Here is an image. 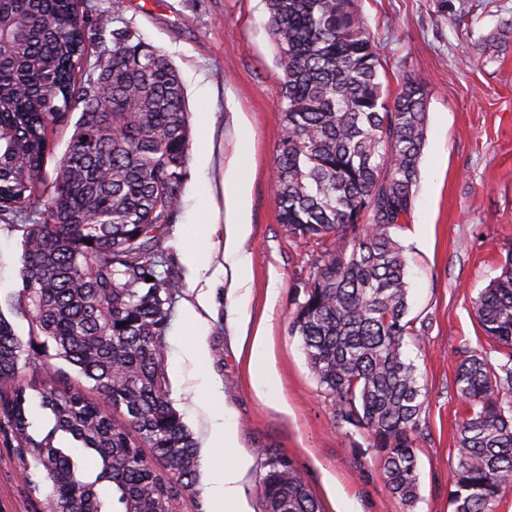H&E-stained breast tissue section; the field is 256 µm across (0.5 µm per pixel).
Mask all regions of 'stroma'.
<instances>
[{
    "label": "stroma",
    "mask_w": 512,
    "mask_h": 512,
    "mask_svg": "<svg viewBox=\"0 0 512 512\" xmlns=\"http://www.w3.org/2000/svg\"><path fill=\"white\" fill-rule=\"evenodd\" d=\"M378 42L391 90L405 78L426 83L427 143L414 209L395 236L407 257L410 317L421 338L405 337L403 352L426 388L418 441L419 496L407 510L388 491L364 434L336 422L335 405L312 375L289 322L318 248L290 238L273 196L282 135L281 71L266 29L263 0H76L92 27L90 57L112 46V31L130 27L177 67L187 95L190 150L187 183L166 242L167 261L183 266L187 246L206 261L205 246L188 231L199 223L196 201L211 173L200 161L198 119L213 113L224 135L225 159L244 158L251 179L252 231L243 247L252 257L249 295L240 300L232 273L213 290L199 316L186 309L198 293L186 281L173 304L166 341L171 398L200 451L196 483L180 512H219L206 494L226 457L249 455L242 481L252 512H263L261 477L267 457L289 460L323 512H452L448 476L457 463L455 422L463 404L453 389L459 352L488 349L472 300L500 274L512 248V49L480 58L483 35L512 21V0H359ZM106 32H98L99 22ZM248 126L236 130L237 115ZM22 233L0 223V311L19 336L28 324L6 300L21 287ZM262 326L276 379L258 396L240 348L239 316ZM287 411H280V403ZM239 423L237 449L208 446L214 415ZM0 512H46L31 492L16 456L0 446Z\"/></svg>",
    "instance_id": "stroma-1"
}]
</instances>
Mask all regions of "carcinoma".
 I'll return each mask as SVG.
<instances>
[{
	"mask_svg": "<svg viewBox=\"0 0 512 512\" xmlns=\"http://www.w3.org/2000/svg\"><path fill=\"white\" fill-rule=\"evenodd\" d=\"M266 7L282 72L279 220L290 237L321 246L290 332L338 421L366 432L389 492L411 509L425 391L402 341L425 330L408 318L407 262L392 232L414 207L427 87L407 78L390 92L357 0ZM0 29V221L43 205L42 221L19 225L22 288L10 301L28 339L0 314V444L25 466L31 490L45 485L53 512H179L199 468L165 369L184 277L158 267L185 189V87L129 28L112 31V50L81 73L89 27L75 0H0ZM79 106L48 186L54 133ZM473 309L493 346L462 350L455 370L467 410L448 478L452 512H492L512 489V250ZM49 342L76 379L23 374ZM33 396L53 420L40 439L28 432ZM60 432L75 447L56 446ZM79 450L101 463L92 481ZM269 466L264 512H321L289 462ZM101 483L112 487L109 504Z\"/></svg>",
	"mask_w": 512,
	"mask_h": 512,
	"instance_id": "obj_1",
	"label": "carcinoma"
}]
</instances>
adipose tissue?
<instances>
[{"label": "adipose tissue", "mask_w": 512, "mask_h": 512, "mask_svg": "<svg viewBox=\"0 0 512 512\" xmlns=\"http://www.w3.org/2000/svg\"><path fill=\"white\" fill-rule=\"evenodd\" d=\"M250 192L251 183L240 161H231L227 168L218 170L216 186L208 187L209 210L197 229L201 238L216 239L222 256L232 258L239 273L238 285L243 289L248 286L251 265L250 255L241 248L251 233ZM252 464V458L244 454L225 460L221 482L209 487V495L223 500L228 512H251L242 480Z\"/></svg>", "instance_id": "obj_1"}]
</instances>
